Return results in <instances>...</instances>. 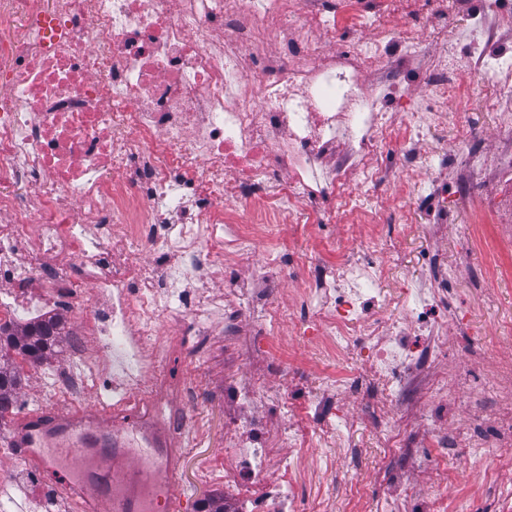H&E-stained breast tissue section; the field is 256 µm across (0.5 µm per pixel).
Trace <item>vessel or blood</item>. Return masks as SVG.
<instances>
[{
  "label": "vessel or blood",
  "mask_w": 512,
  "mask_h": 512,
  "mask_svg": "<svg viewBox=\"0 0 512 512\" xmlns=\"http://www.w3.org/2000/svg\"><path fill=\"white\" fill-rule=\"evenodd\" d=\"M37 460L51 471L65 465L68 474L56 489L62 495L76 492L83 512H144L146 494L158 488L164 489L170 512H180L177 455L161 459L150 448H93L86 431L75 430L58 441L55 453L38 454Z\"/></svg>",
  "instance_id": "b4317fda"
}]
</instances>
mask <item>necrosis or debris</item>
Returning a JSON list of instances; mask_svg holds the SVG:
<instances>
[{"instance_id":"1","label":"necrosis or debris","mask_w":512,"mask_h":512,"mask_svg":"<svg viewBox=\"0 0 512 512\" xmlns=\"http://www.w3.org/2000/svg\"><path fill=\"white\" fill-rule=\"evenodd\" d=\"M457 5L0 0V325L53 319L68 336L69 358L42 402L63 412L93 394L97 405L75 419L131 410L147 439L196 438L206 421L189 403L207 386L155 369L185 353L188 327L237 346L224 361L235 420L223 457L201 475L245 512H302L295 472L306 449L344 446L348 398L361 410L390 407L376 432L393 456L456 448L467 463L512 450V359L488 368L489 406L468 396L473 367L433 371L448 325L442 286L392 294L379 264L389 237L357 233L390 222L380 189L391 184L420 199L430 223H447L437 184L421 173L449 168L466 183L462 203L480 197L512 225V137L499 143L490 191L479 131L452 154L420 151L430 130L465 120L462 104L448 102L460 69L512 115V0H478L463 30ZM397 16L404 25L390 29ZM340 29L363 38L337 51ZM428 37L438 57L424 95L395 115L404 60ZM283 210L287 228L319 236L322 251L271 247ZM285 328L325 359L370 357L368 380L323 372L314 398L306 385L283 395L244 373L252 337ZM413 412L425 423L415 434L403 425ZM453 416L463 425L441 429ZM384 479L404 512H448L447 487L412 482L399 466ZM17 484L26 502L49 506L42 471L0 448V489Z\"/></svg>"}]
</instances>
